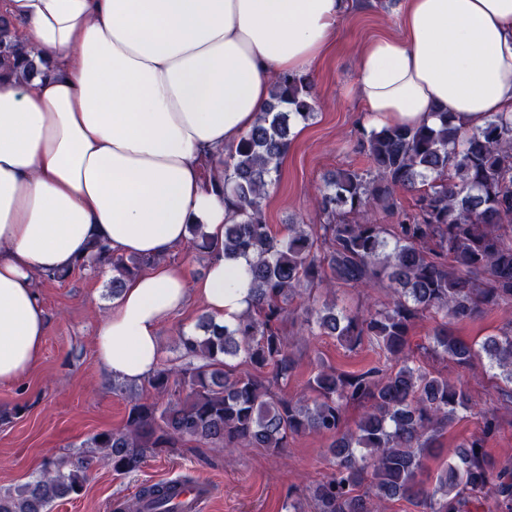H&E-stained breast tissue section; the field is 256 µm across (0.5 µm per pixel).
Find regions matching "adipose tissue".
<instances>
[{"instance_id":"1","label":"adipose tissue","mask_w":512,"mask_h":512,"mask_svg":"<svg viewBox=\"0 0 512 512\" xmlns=\"http://www.w3.org/2000/svg\"><path fill=\"white\" fill-rule=\"evenodd\" d=\"M349 0H0L39 75L0 78V385L39 364L37 278L89 259H149L96 339L100 366L139 383L159 329L190 298L220 324L251 306L250 263L213 252L202 276L164 257L200 225L224 240L212 176L265 111L272 79L311 74ZM402 37L361 49L347 94L365 128L512 120V0H405Z\"/></svg>"}]
</instances>
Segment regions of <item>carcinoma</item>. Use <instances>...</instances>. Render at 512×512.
I'll return each mask as SVG.
<instances>
[{
    "mask_svg": "<svg viewBox=\"0 0 512 512\" xmlns=\"http://www.w3.org/2000/svg\"><path fill=\"white\" fill-rule=\"evenodd\" d=\"M11 24L0 17V71L18 70ZM309 78L281 74L257 125L224 155V256L252 255L253 304L233 326L204 313L199 335L182 333L187 357L205 360L165 366L148 379L160 402L141 395L127 400L125 425L83 443L101 448L116 473L137 470L147 453L172 454L187 441L229 450L262 448L278 453L304 434L332 438L326 448L332 471L307 491L314 512H384L404 499L419 512H512V459L491 462L485 445L500 427L496 411L481 415L480 430L459 445L454 461L437 469L427 489L418 476L442 432L470 409L462 384L418 364L409 347L413 324L440 320L426 350L460 367L485 358L501 408H512V323L499 334L469 343L448 325L482 310L512 308V121L490 115L465 129L439 113L436 126L361 129L358 145L369 168L336 171L320 190L323 223L289 224L279 235L266 224L263 202L291 143V124L313 117ZM416 193L410 209L398 195ZM383 212L393 224H379ZM150 260L112 258L110 292ZM353 288L388 290L377 308L302 309L300 333L333 336L352 350L366 343L385 363L356 372L322 368L295 395L283 392L297 369L284 335L293 300L305 291ZM248 367L238 373L234 364ZM364 412L342 428L345 408ZM92 457L52 460L39 475L0 491V512H50L60 499L82 493ZM137 512H178L169 486L143 487Z\"/></svg>",
    "mask_w": 512,
    "mask_h": 512,
    "instance_id": "obj_1",
    "label": "carcinoma"
}]
</instances>
